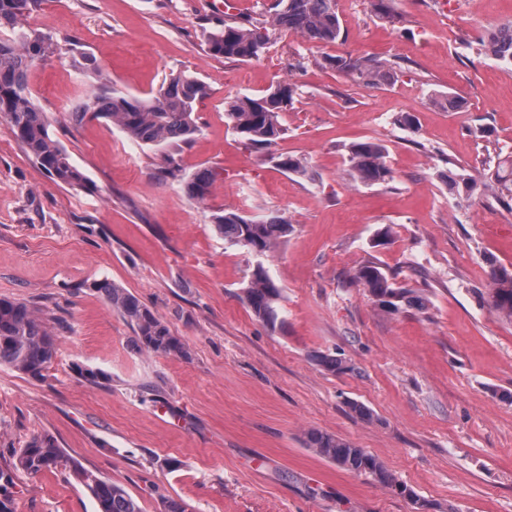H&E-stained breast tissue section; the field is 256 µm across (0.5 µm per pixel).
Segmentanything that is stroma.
Segmentation results:
<instances>
[{"mask_svg": "<svg viewBox=\"0 0 512 512\" xmlns=\"http://www.w3.org/2000/svg\"><path fill=\"white\" fill-rule=\"evenodd\" d=\"M401 23L371 0H336L344 42L274 36L257 60L211 56L212 0H40L31 11L60 54L35 61L30 89L51 131L88 178L61 184L29 157L0 115V299L35 309L57 338L43 378L0 365V469L36 432L123 487L143 512L162 498L189 512H512V321L491 308L492 265L512 270V207L448 192L442 173L479 176L512 151V64L480 53L488 29L512 25V0H395ZM399 62L369 87L323 69V54ZM102 70L122 92L199 77V132L161 150L74 106ZM298 87L285 133L243 146L226 101ZM459 101L434 105V92ZM407 113L409 130L395 124ZM385 145L392 182L347 175V148ZM306 161L311 178L274 155ZM213 173L206 203L183 179ZM279 212L293 226L267 257L225 243L215 211ZM377 259L423 293L426 310L390 313L352 275ZM280 286L286 324L271 331L243 303L256 263ZM131 291L189 345L183 359L137 350L132 328L95 284ZM338 352L331 373L313 359ZM105 373L93 385L79 374ZM359 402L374 415L354 413ZM315 429L378 458L415 499L339 469L306 448ZM170 458L175 469L156 461ZM15 512H97L64 468L13 474Z\"/></svg>", "mask_w": 512, "mask_h": 512, "instance_id": "1", "label": "stroma"}]
</instances>
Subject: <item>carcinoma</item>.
Returning <instances> with one entry per match:
<instances>
[{
	"label": "carcinoma",
	"instance_id": "carcinoma-1",
	"mask_svg": "<svg viewBox=\"0 0 512 512\" xmlns=\"http://www.w3.org/2000/svg\"><path fill=\"white\" fill-rule=\"evenodd\" d=\"M37 0H0V114L6 116L22 149L57 182L68 186H84L87 177L73 165L64 146L50 133V121L34 102L29 88V71L36 59L51 57L60 51L52 37L24 25V18ZM380 18L399 23L402 16L392 0H373ZM284 32L303 40L323 45L343 39L344 31L336 13V0H272L263 19L237 20L224 16V21L205 32L208 51L216 57L252 61L258 59L270 43L272 35ZM481 50L500 61L512 62V25L495 29L480 42ZM322 65L350 75L366 86L392 82L396 66L373 57H323ZM98 89L78 103L72 119H104L118 127L132 141L163 148L192 140L199 131L196 104L208 95L207 84L194 76L176 75L148 96H131L117 88H109L101 71L94 72ZM295 85L279 81L260 96H239L227 103L228 119L233 131L245 144L254 148H270L284 133L282 114L294 102ZM347 176L367 186L394 180L385 162V147L375 141L352 144L347 149ZM277 165L297 176L309 175L301 160L279 154ZM448 191L467 199L492 195L497 200L512 199V154H497L492 167L477 181L464 174L442 176ZM212 184L207 169L193 173L185 182L187 197L205 202ZM212 223L224 241L263 255L292 231V224L277 212L255 219L237 211L220 210L212 215ZM362 286L384 310L397 312L405 307L426 309L427 299L411 288L398 284L393 274L381 264L367 261L354 273ZM490 301L493 310L512 318V271L504 266L491 273ZM107 303L132 327V342L139 350L155 354L189 358L188 344L172 333L169 326L145 307L127 289L103 281L96 285ZM243 301L252 314L275 332L284 327L280 301L282 289L270 277L263 264H257L245 288ZM56 355V338L37 312L23 302L0 299V365L6 364L32 378L43 376ZM317 365L336 373L351 370L338 354L318 353ZM305 444L317 455L336 466L371 478L401 494L413 492L396 481L383 464L364 449L334 434L310 430ZM12 469L0 470V512H12L10 487L12 471L30 475L64 467L90 490L97 501L98 512H142L140 506L121 486L97 477L77 460L69 458L48 433L32 435L14 455Z\"/></svg>",
	"mask_w": 512,
	"mask_h": 512
}]
</instances>
